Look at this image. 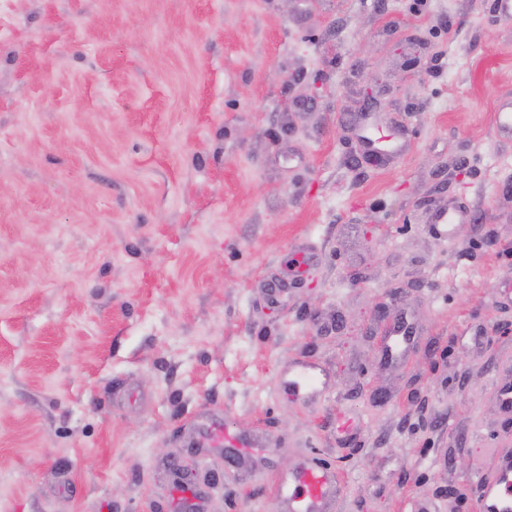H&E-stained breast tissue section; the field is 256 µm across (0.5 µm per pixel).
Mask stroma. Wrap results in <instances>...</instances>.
<instances>
[{
    "mask_svg": "<svg viewBox=\"0 0 512 512\" xmlns=\"http://www.w3.org/2000/svg\"><path fill=\"white\" fill-rule=\"evenodd\" d=\"M506 94L493 0H0V512H278L306 448L337 512H476L512 450ZM364 112L410 151L367 161ZM296 356L316 406L277 390ZM208 417L266 459L226 469ZM473 214L466 208L449 204L434 211L431 217V232L439 238L452 239L459 224H468ZM415 330L407 318L397 315L389 326L388 334L381 346V359L391 364L403 359L409 351ZM277 387L284 394L311 404L330 394L332 382L329 373L322 367L299 361L280 371Z\"/></svg>",
    "mask_w": 512,
    "mask_h": 512,
    "instance_id": "stroma-1",
    "label": "stroma"
}]
</instances>
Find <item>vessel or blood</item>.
Here are the masks:
<instances>
[{"mask_svg":"<svg viewBox=\"0 0 512 512\" xmlns=\"http://www.w3.org/2000/svg\"><path fill=\"white\" fill-rule=\"evenodd\" d=\"M367 150L383 156L404 150L403 135L391 138L375 133L366 135ZM472 213L463 207L448 205L438 208L431 217L430 229L439 238L452 239L456 228L471 223ZM415 330L404 315H397L389 326L381 347V359L391 364L403 359L409 351ZM277 387L284 394L311 404L327 397L332 389L329 373L305 361L296 362L280 371ZM208 447L224 451V464L239 473H247L254 460L265 454V443L258 437H240L227 433L222 425H211L205 432ZM340 481L334 468L321 458L307 454L277 485L280 512H336ZM478 512H512V453L495 455L491 474L482 479L478 491Z\"/></svg>","mask_w":512,"mask_h":512,"instance_id":"1","label":"vessel or blood"}]
</instances>
